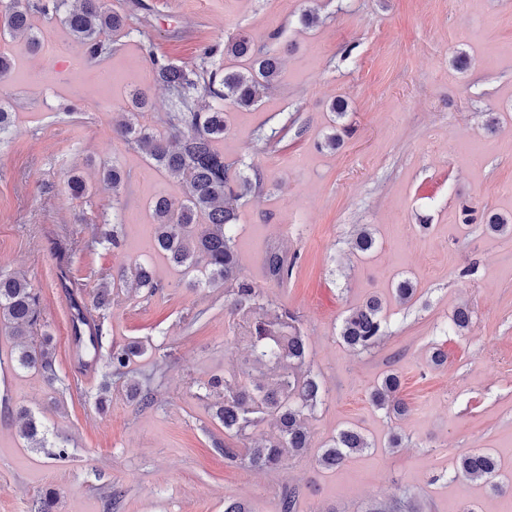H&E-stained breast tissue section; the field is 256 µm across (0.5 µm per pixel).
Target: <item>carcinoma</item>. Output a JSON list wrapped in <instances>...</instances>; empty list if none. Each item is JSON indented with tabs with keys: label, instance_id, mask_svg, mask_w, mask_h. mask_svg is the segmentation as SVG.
<instances>
[{
	"label": "carcinoma",
	"instance_id": "cac0c4a2",
	"mask_svg": "<svg viewBox=\"0 0 512 512\" xmlns=\"http://www.w3.org/2000/svg\"><path fill=\"white\" fill-rule=\"evenodd\" d=\"M38 0L32 7L21 0H10L0 12V35L22 36L29 46H40L31 23L32 11L57 18L69 31L75 47L83 54L99 56L111 50L112 35L129 31V16L112 9L107 0ZM154 81L164 87L171 101L168 125L171 137H165L139 123L138 115L146 111L149 99L141 91L129 95L127 118L117 130L118 136L145 155L149 164L185 185V199L174 202L158 198L150 203L155 248L173 265L200 272L199 282H222L232 296L231 305L237 312L264 308L261 290L239 278V263L234 227L238 221V202L253 189L252 180L237 172L224 160L216 142L227 131L224 104L239 108L254 105L260 96L277 84L281 71L279 58L269 52L255 50L252 41L239 35L210 44L201 50L200 59L208 61L218 55L245 57L250 64L243 71L187 68L155 57L146 49ZM105 181L119 193L124 175L115 165L102 166ZM487 231L512 234V216L490 215L483 219ZM376 245L372 231L363 227L353 248L361 254L371 252ZM61 287L69 298L70 341L80 369L86 371L103 365L105 381L99 386L100 408L106 406V394L112 377L121 380L136 359L144 355L138 342L123 346L105 345L103 323L110 306V288L117 282H103L96 288L91 303H86L83 288L69 278L70 256L65 250L59 256ZM264 264L269 276L283 283L292 275L295 261L277 250L267 252ZM133 284L152 293L159 285L150 269L137 265L131 271ZM40 297L26 278L0 272V327L9 330L18 340L16 359L20 370L53 373L57 357L51 337L28 342L30 333L39 323ZM296 316L283 309L275 321L258 319L253 323L250 342L253 361L270 364L279 371L276 385L243 382L239 374L216 379L209 390L220 389L224 401L216 408L215 418L224 432L245 439L249 430L268 415L275 421L277 432L263 437L245 452L229 445L221 449L229 463L247 466L256 471L281 467L286 457L305 452L309 444L305 425L307 415L322 401L321 383L311 371H301L306 358L303 336L296 326ZM469 309L458 307L451 317V329H469ZM349 348L369 352L387 336V316L376 297L368 299L346 316L339 332ZM400 377L390 371L370 392V402L394 417L407 413L400 397ZM132 404L142 411L153 407L155 400L150 387L140 381L127 383ZM19 434L33 448H47V427L29 411L18 417ZM370 447L365 436L355 428L340 430L330 439L317 457L325 470L344 467L356 454ZM459 472L463 478L479 482L494 492L508 487L501 475L498 459L488 451L475 450L460 458ZM300 492L290 488L280 494L277 512H297Z\"/></svg>",
	"mask_w": 512,
	"mask_h": 512
}]
</instances>
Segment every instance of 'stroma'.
Returning <instances> with one entry per match:
<instances>
[{"mask_svg": "<svg viewBox=\"0 0 512 512\" xmlns=\"http://www.w3.org/2000/svg\"><path fill=\"white\" fill-rule=\"evenodd\" d=\"M146 2L105 57L72 50L68 30L38 13V52L24 39H0V54L14 62L0 78V102L16 114L0 135V270L24 274L39 294L42 328L58 350L56 380L15 369L16 340L0 329V512H30L47 492L54 512H224L228 500L276 512L291 487L301 490L298 512L410 500L422 512H512V497L455 476L459 458L477 449L512 474V237L461 217L466 204L512 213V0ZM308 9L319 16L310 27ZM241 31L283 60L273 89L228 110L217 144L260 180L239 202L241 274L268 312L297 316L305 366L325 391L306 421L307 452L272 472L225 462L219 444L239 441L213 420L205 393L217 376L245 370L271 384L277 373L253 365L249 321L232 312L224 286L198 284L156 252L148 204L181 201L184 188L112 133L135 89L151 102L140 122L169 132L170 97L146 49L193 68L204 45ZM336 99L345 103L340 119L329 110ZM335 128L339 148L323 147ZM280 129L281 142L257 139ZM112 161L129 174L118 197L99 176ZM73 172L88 183L84 197L66 188ZM105 224L120 225L121 248L97 243ZM362 224L376 239L367 257L351 247ZM72 237L93 244L70 257L86 289L138 264L155 272V293L114 290L104 324L108 343L147 344L135 370L153 377L152 408L135 411L120 382L99 411V373L80 374L66 351L57 249ZM272 249L296 260L287 284L267 273ZM405 278L416 288L408 304L392 295ZM373 295L386 302L389 334L372 351L350 350L342 321ZM461 305L472 312L470 329L446 331ZM437 349L446 356L440 366L430 361ZM390 369L408 404L399 418L369 402ZM22 408L48 423L68 458L27 447L15 419ZM346 427L368 449L341 470L321 469V448ZM394 433L401 447H390Z\"/></svg>", "mask_w": 512, "mask_h": 512, "instance_id": "obj_1", "label": "stroma"}]
</instances>
